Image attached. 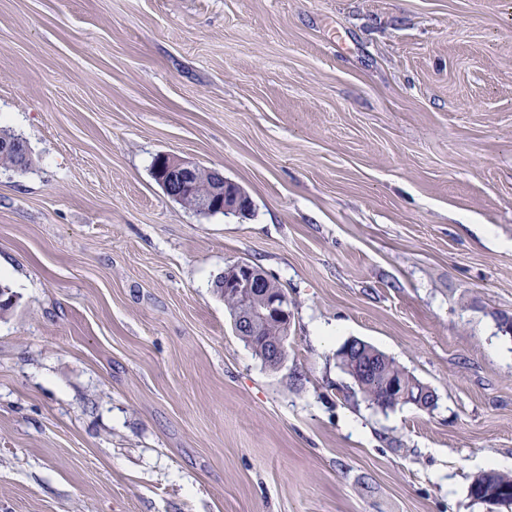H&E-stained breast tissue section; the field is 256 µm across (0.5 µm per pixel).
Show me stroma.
<instances>
[{"label": "stroma", "instance_id": "1", "mask_svg": "<svg viewBox=\"0 0 512 512\" xmlns=\"http://www.w3.org/2000/svg\"><path fill=\"white\" fill-rule=\"evenodd\" d=\"M0 127V512H512L469 493L512 475V0H0ZM236 261L288 294L278 367ZM351 338L435 406H371ZM17 139L14 132L0 129V167L24 174L30 169L32 159L29 147L27 159L14 147V142ZM201 172L209 175L212 182L210 193L197 199L196 195L209 190V180H203L196 194L186 197L194 192ZM154 177L167 197L175 200L184 198L182 205L190 209H194L197 200V209L203 213L244 215L252 207L248 194L238 184L225 179L219 171L202 168L174 155L161 154L155 158ZM268 280L257 266L243 261L233 262L224 269L223 294L236 300L233 313L236 336H241L239 339L259 358L266 355L268 361H282L291 321L290 303L283 289H272L281 288L272 280H269L271 288H259ZM269 324L278 325L284 335L279 336V327ZM266 325L258 336H254L261 326ZM272 340L275 341L265 352L266 345ZM512 489V476L501 474L495 471L484 472L473 477L469 486V492L475 500L486 503L488 501L492 505H497L500 498L485 497L489 491H497L498 494Z\"/></svg>", "mask_w": 512, "mask_h": 512}]
</instances>
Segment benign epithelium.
I'll return each mask as SVG.
<instances>
[{"instance_id":"benign-epithelium-1","label":"benign epithelium","mask_w":512,"mask_h":512,"mask_svg":"<svg viewBox=\"0 0 512 512\" xmlns=\"http://www.w3.org/2000/svg\"><path fill=\"white\" fill-rule=\"evenodd\" d=\"M209 175L210 193L197 199V209L203 213L243 215L251 210L252 201L236 183L224 178L217 170L204 169L180 157L161 154L154 160V177L167 197L181 200L194 192L201 173ZM268 277L258 267L243 261L233 262L224 269L223 294L236 300L233 313L234 332L238 336H253L260 327L276 324L288 332L291 309L287 294L281 289L264 288ZM385 387L401 403H412L429 409L435 394L425 384L410 389L404 382L389 379Z\"/></svg>"}]
</instances>
